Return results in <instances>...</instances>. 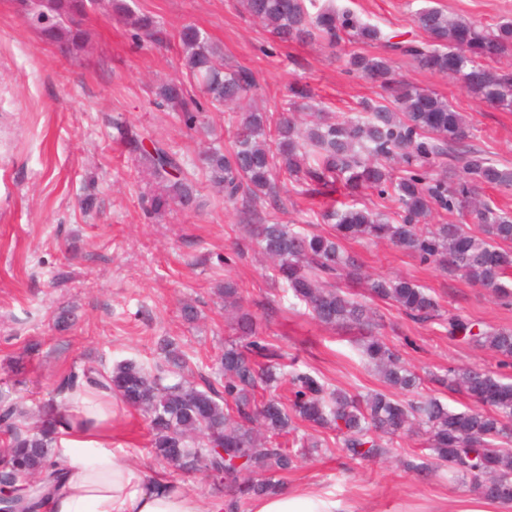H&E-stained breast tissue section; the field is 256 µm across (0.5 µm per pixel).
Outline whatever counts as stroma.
<instances>
[{
  "instance_id": "1",
  "label": "stroma",
  "mask_w": 512,
  "mask_h": 512,
  "mask_svg": "<svg viewBox=\"0 0 512 512\" xmlns=\"http://www.w3.org/2000/svg\"><path fill=\"white\" fill-rule=\"evenodd\" d=\"M334 3L378 24L387 36L416 34L411 14L425 6L484 25L512 18V0ZM131 6L154 16L168 41L136 40L133 28L100 0L86 23L85 42L64 51L24 23L13 0H0V390L10 392L34 423L71 370H108L122 360L153 367L158 341L169 336L194 371L217 378V358L234 337L216 295L228 279L243 288L246 307L286 365L352 393L384 390L361 357L362 333L325 328L282 296L249 225L239 218V204L225 202L198 170L210 144L232 140L224 113H202L210 129L203 136L153 93L156 85L182 76L174 35L189 24L222 47L226 66L254 72L256 87L246 101L262 110L273 109L289 87L306 84L330 111H353L379 90L347 74L344 59L353 51L379 56L383 47L345 43L333 50L319 41L280 46L239 0H131ZM394 68L414 86L449 98L473 125L474 146L512 166V112L408 59H395ZM124 130L167 143L197 168L198 207L147 210L144 165L121 138ZM88 196L94 205L86 209L81 201ZM345 247L366 274L410 278L433 289L444 308L512 328V306H502L489 289L420 264L385 242L349 241ZM353 290L376 311V335L425 378V393L450 409L466 410L470 402L429 382V374L475 363L498 369L491 351L450 340L436 324L411 321L370 299L361 285ZM187 303L198 311L191 323L182 316ZM150 440L142 412L119 410L113 445L148 476L164 468ZM420 443L417 435L394 439L388 457L374 460H352L333 448L304 457L279 480L282 487L336 501V512H463L474 498L468 481L422 478L406 468Z\"/></svg>"
}]
</instances>
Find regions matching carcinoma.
<instances>
[{
    "mask_svg": "<svg viewBox=\"0 0 512 512\" xmlns=\"http://www.w3.org/2000/svg\"><path fill=\"white\" fill-rule=\"evenodd\" d=\"M23 19L45 37L78 47L82 23L96 0H17ZM245 12L281 42L321 40L335 48L343 42H383L391 52L410 58L417 67L460 82L469 93L512 112V69L496 67L512 55V21L492 27L452 19L436 7L414 12L421 40L392 42L380 28L353 11L319 0H242ZM113 13L156 41L162 32L148 15L134 14L127 0H113ZM178 40L185 76L202 96L182 82L157 87L156 96L182 114L192 127L205 108L219 110L243 99L255 86L252 71L224 66V52L196 26L182 27ZM391 57L349 55L347 72L380 88V100H366L360 109L329 117L322 108L310 113L305 127L293 112L297 100L311 99L310 88L293 87L272 112L227 113L235 127L229 149L207 148L202 169L221 187L224 201L246 199L242 221L254 225L258 245L272 261L274 281L286 295L304 305L320 324L367 331L376 311L336 285L366 281L373 298L389 302L413 320L435 323L448 338L487 349L512 367V329L495 328L443 309L438 297L412 280L369 278L341 245L342 239L385 241L420 263L459 274L492 290L501 304L512 305V213L480 195L483 186L512 189V166L494 161L471 147L472 126L448 98L420 90L397 79ZM141 154L146 168L148 203L154 211L171 204L196 205L190 173L183 159L162 141L146 148L138 135L122 132ZM400 160V166L390 162ZM463 160L455 178L434 176L443 159ZM297 184L303 192L331 189L340 181L353 197L371 189L395 210L384 212L355 202L320 214L333 225L328 234L298 224H282L271 213L262 216L254 203L280 208L276 180ZM456 214L458 223H426L432 213ZM224 310L232 312L236 338L224 343L220 358L224 382L203 384L177 342L160 343L161 364L149 370L135 361L116 363L111 370L84 367L65 375L54 389L58 401L44 406L43 421L23 423L24 411L9 394H0V493L18 499L38 498L36 485L19 486L21 476L59 478L51 464L53 421L49 410L67 407L64 394L90 384L122 399L145 414L156 459L183 473L224 475V512H241L244 501L278 490L273 476L288 472L297 459L329 449L351 459H380L394 438L409 432L426 436L419 463L408 468L429 474L448 471V479L469 478L480 498L512 503V383L504 374L480 367L448 369L435 380L472 402L466 411L451 410L421 393L422 377L407 366L397 350L377 336H368L362 356L380 373L393 393L369 395L331 388L307 372L284 374L277 353L258 331L244 307L243 290L232 281L218 289ZM289 385L287 396L260 400V390ZM334 433V443L298 436L300 425Z\"/></svg>",
    "mask_w": 512,
    "mask_h": 512,
    "instance_id": "1",
    "label": "carcinoma"
}]
</instances>
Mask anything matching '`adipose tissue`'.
Masks as SVG:
<instances>
[{
	"mask_svg": "<svg viewBox=\"0 0 512 512\" xmlns=\"http://www.w3.org/2000/svg\"><path fill=\"white\" fill-rule=\"evenodd\" d=\"M54 412V457L63 482L43 499L41 512H224L223 499L202 509L195 489L164 474L143 477L112 445L115 397L104 389L70 392ZM253 512H336L335 501L288 488L256 498Z\"/></svg>",
	"mask_w": 512,
	"mask_h": 512,
	"instance_id": "ef3b65f1",
	"label": "adipose tissue"
}]
</instances>
